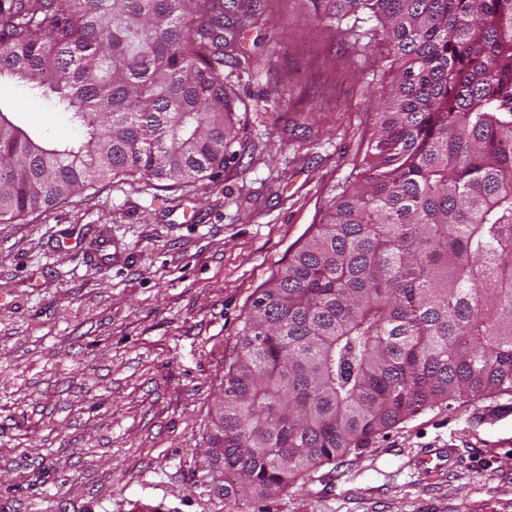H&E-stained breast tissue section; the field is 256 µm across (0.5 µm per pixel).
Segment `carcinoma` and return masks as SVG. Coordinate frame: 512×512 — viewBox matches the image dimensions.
<instances>
[{"label": "carcinoma", "mask_w": 512, "mask_h": 512, "mask_svg": "<svg viewBox=\"0 0 512 512\" xmlns=\"http://www.w3.org/2000/svg\"><path fill=\"white\" fill-rule=\"evenodd\" d=\"M381 36L362 179L262 288L206 449L247 503L439 402L512 394V0H329ZM254 0H0V81L85 129L0 102V223L106 180L172 186L224 164V78ZM374 20L377 25L365 29ZM0 99L20 104L21 119L31 127L51 135L74 139L84 135L83 129L69 123L65 113L57 112L45 100L33 98L23 85L2 82L0 84Z\"/></svg>", "instance_id": "carcinoma-1"}]
</instances>
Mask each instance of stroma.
<instances>
[{"label":"stroma","instance_id":"1","mask_svg":"<svg viewBox=\"0 0 512 512\" xmlns=\"http://www.w3.org/2000/svg\"><path fill=\"white\" fill-rule=\"evenodd\" d=\"M326 0H260L224 74L249 112L211 177L97 184L0 224V512H512V394L417 411L272 500L235 505L205 450L259 290L364 168L381 39ZM0 99L55 136L83 129L17 83ZM433 472L417 468L421 451Z\"/></svg>","mask_w":512,"mask_h":512}]
</instances>
